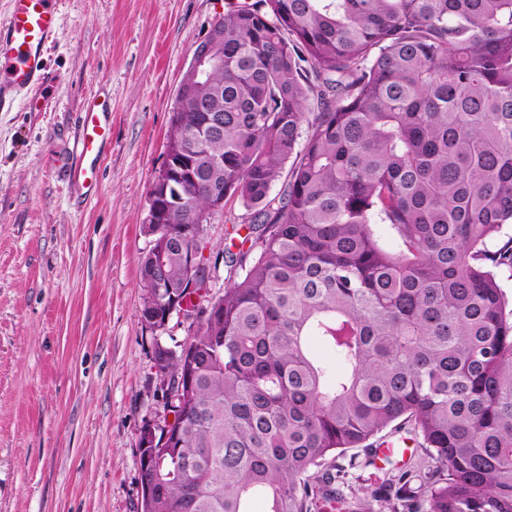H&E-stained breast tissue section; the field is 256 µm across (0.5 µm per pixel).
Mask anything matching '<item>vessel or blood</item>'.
Returning a JSON list of instances; mask_svg holds the SVG:
<instances>
[{"instance_id":"obj_1","label":"vessel or blood","mask_w":512,"mask_h":512,"mask_svg":"<svg viewBox=\"0 0 512 512\" xmlns=\"http://www.w3.org/2000/svg\"><path fill=\"white\" fill-rule=\"evenodd\" d=\"M59 0H10L9 12L0 21V111L17 103L35 104L51 112L56 100L46 92L44 52L58 27ZM112 135L109 98L87 99L79 114L75 163L69 169V186L87 194L98 184L99 164Z\"/></svg>"}]
</instances>
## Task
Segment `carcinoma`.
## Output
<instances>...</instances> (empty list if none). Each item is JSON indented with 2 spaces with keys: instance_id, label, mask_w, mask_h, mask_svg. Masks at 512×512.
<instances>
[{
  "instance_id": "cac0c4a2",
  "label": "carcinoma",
  "mask_w": 512,
  "mask_h": 512,
  "mask_svg": "<svg viewBox=\"0 0 512 512\" xmlns=\"http://www.w3.org/2000/svg\"><path fill=\"white\" fill-rule=\"evenodd\" d=\"M197 49L155 177L183 209L141 258L142 320L206 281L181 229L219 198L247 222L239 279L153 364L179 399L139 437L143 512H512V0H240ZM277 193H272L276 184ZM389 224L402 249L375 240ZM317 338L342 369L320 363ZM404 432L432 460L346 500L336 463Z\"/></svg>"
}]
</instances>
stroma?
Returning <instances> with one entry per match:
<instances>
[{
  "mask_svg": "<svg viewBox=\"0 0 512 512\" xmlns=\"http://www.w3.org/2000/svg\"><path fill=\"white\" fill-rule=\"evenodd\" d=\"M45 55L53 112H0V512H141L139 434L162 421L141 318L150 186L193 48L226 0H60ZM107 86L112 142L88 201L68 185L87 97ZM349 450L346 494L385 471Z\"/></svg>",
  "mask_w": 512,
  "mask_h": 512,
  "instance_id": "35a3bbf8",
  "label": "stroma"
}]
</instances>
